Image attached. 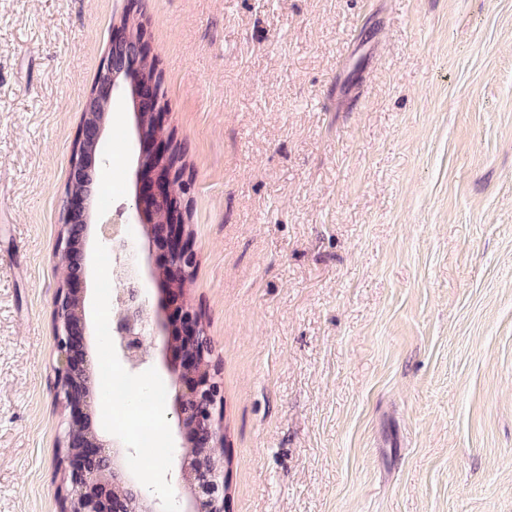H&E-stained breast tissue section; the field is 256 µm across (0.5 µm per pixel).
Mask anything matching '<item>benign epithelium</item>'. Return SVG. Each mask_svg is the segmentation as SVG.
Instances as JSON below:
<instances>
[{"label": "benign epithelium", "mask_w": 512, "mask_h": 512, "mask_svg": "<svg viewBox=\"0 0 512 512\" xmlns=\"http://www.w3.org/2000/svg\"><path fill=\"white\" fill-rule=\"evenodd\" d=\"M141 62L142 58L134 57L132 51L119 60L107 53L97 83L86 97L83 121L75 136L78 142L90 144L92 151L69 164L67 223L62 225L58 250L66 274L54 308L58 351L55 372L70 410L61 460L66 484L63 512H158L154 502L141 497L118 499L112 493L113 486L128 482L125 448L118 440L104 442L94 427L92 357L85 342L86 246L88 230L97 215L85 174L108 163L104 132L111 105L124 92V77L133 80L131 100L137 121L133 147L138 152L139 176L135 192L123 208L126 223L145 225L149 243L164 253L155 276L173 271L182 277L197 265V254L181 215V198L187 191L183 173L160 167L173 151V139L165 135L143 139L144 111H152L153 124L162 128L164 110L156 103L154 84L140 76ZM162 215L167 223H156ZM164 294L166 306H176L174 318L159 317L155 327L170 353L166 367L175 387L173 414L182 430L180 480L182 487L189 489L184 512H224V471L215 466L199 468L193 453L195 448L216 447V435L223 434L217 430L221 382L210 361L199 314L183 303L184 290L173 287L168 278ZM119 301V309L112 314V343L136 369L149 358L144 347L146 298L138 268L126 270Z\"/></svg>", "instance_id": "benign-epithelium-1"}]
</instances>
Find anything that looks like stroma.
<instances>
[{"label":"stroma","mask_w":512,"mask_h":512,"mask_svg":"<svg viewBox=\"0 0 512 512\" xmlns=\"http://www.w3.org/2000/svg\"><path fill=\"white\" fill-rule=\"evenodd\" d=\"M148 29L223 386L230 512H512V0H0V512H61L69 159ZM129 108L94 190L134 189ZM112 253H94L96 378ZM181 493L171 400L94 419Z\"/></svg>","instance_id":"35a3bbf8"}]
</instances>
